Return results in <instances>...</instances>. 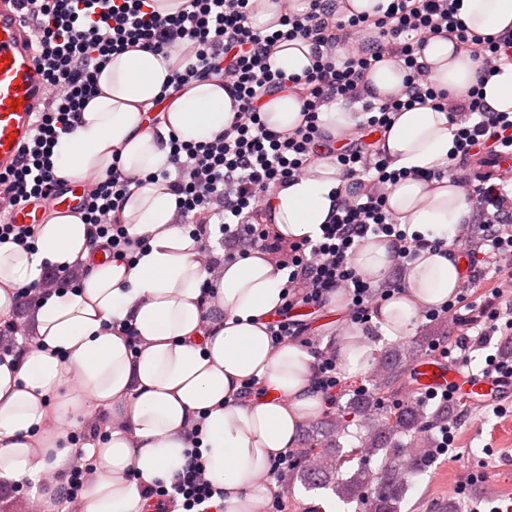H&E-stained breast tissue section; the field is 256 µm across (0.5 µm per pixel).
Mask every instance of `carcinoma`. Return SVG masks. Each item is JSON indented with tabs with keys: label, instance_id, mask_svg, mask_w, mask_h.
Segmentation results:
<instances>
[{
	"label": "carcinoma",
	"instance_id": "carcinoma-1",
	"mask_svg": "<svg viewBox=\"0 0 512 512\" xmlns=\"http://www.w3.org/2000/svg\"><path fill=\"white\" fill-rule=\"evenodd\" d=\"M413 356L414 349L409 345L398 344L386 349L380 356V373L374 374L371 387L359 392L343 410V414L353 415L368 426L359 451L367 456L383 455L380 470L373 472L361 467L352 473L342 471L344 459L339 435L321 432L311 436V447L316 452L312 454V464L300 474V481L306 487L330 486L344 501H362L366 512H399L407 490L404 460L408 458L418 465L431 459L428 446L421 440L416 441L410 456H404L400 438L421 432L425 428V415L413 407L402 408L385 417L378 416V411ZM374 484L380 486V491L373 496L370 487Z\"/></svg>",
	"mask_w": 512,
	"mask_h": 512
}]
</instances>
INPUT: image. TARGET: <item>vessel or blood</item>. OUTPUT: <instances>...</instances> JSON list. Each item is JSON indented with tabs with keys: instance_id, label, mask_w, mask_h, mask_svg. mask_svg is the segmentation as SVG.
Returning <instances> with one entry per match:
<instances>
[{
	"instance_id": "obj_1",
	"label": "vessel or blood",
	"mask_w": 512,
	"mask_h": 512,
	"mask_svg": "<svg viewBox=\"0 0 512 512\" xmlns=\"http://www.w3.org/2000/svg\"><path fill=\"white\" fill-rule=\"evenodd\" d=\"M17 2L0 0V173L17 166L35 114L46 104L48 94L45 77L33 62L34 28ZM85 196L83 184L66 182L41 202L18 207L11 220L39 224L49 210L74 213L82 209ZM413 374L417 389L439 392L454 387L476 403L512 394L507 381L466 376L452 364L427 357L415 362Z\"/></svg>"
}]
</instances>
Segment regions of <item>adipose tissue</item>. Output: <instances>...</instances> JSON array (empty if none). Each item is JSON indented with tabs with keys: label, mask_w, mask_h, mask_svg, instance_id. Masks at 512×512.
Returning a JSON list of instances; mask_svg holds the SVG:
<instances>
[{
	"label": "adipose tissue",
	"mask_w": 512,
	"mask_h": 512,
	"mask_svg": "<svg viewBox=\"0 0 512 512\" xmlns=\"http://www.w3.org/2000/svg\"><path fill=\"white\" fill-rule=\"evenodd\" d=\"M459 18L484 36H512V0H460ZM422 62L453 97L476 81L470 52L439 35ZM177 55L132 49L113 56L100 93L75 128L60 134L52 160L62 179L79 182L112 166L140 178L122 222L148 239L133 259L100 258L91 225L57 215L40 225L34 250L0 244V316L42 266L87 267L79 287L38 293L36 334L0 361V477L38 485L46 505L69 490V472L87 456L94 478L80 512H141L146 489L171 484L194 460L224 492V512H262L273 460L292 448L302 425L324 408L314 388L317 349L273 344L267 325L283 304L288 273L260 250L225 265L214 291L203 288L210 263L201 240L179 221L175 195L150 173L164 167L171 139L204 143L229 125L234 100L224 84L201 78L168 85ZM298 95L267 97L265 124L278 131L302 121ZM454 127L430 107L399 112L380 148L397 170L447 161ZM344 183L332 159L316 160L294 184L278 188L271 224L285 240L317 237ZM387 205L409 232L444 238L468 220L469 205L451 179L405 178L386 188ZM393 262L391 242L369 237L352 266L380 280ZM464 279L448 248L423 249L405 290L380 303L374 322L385 337L408 336L424 311L441 306ZM376 348L366 326L346 325L336 356L349 376L369 371ZM259 388H251V381ZM112 422L96 444L78 446L74 422L88 402Z\"/></svg>",
	"instance_id": "1"
}]
</instances>
